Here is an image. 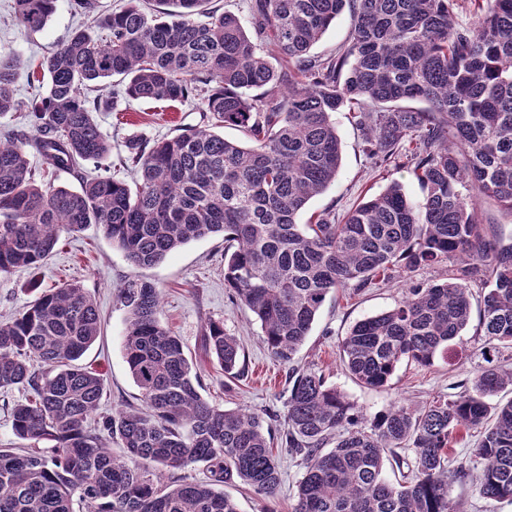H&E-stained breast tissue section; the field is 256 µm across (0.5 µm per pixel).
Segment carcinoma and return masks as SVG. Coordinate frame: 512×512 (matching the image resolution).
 <instances>
[{
  "label": "carcinoma",
  "mask_w": 512,
  "mask_h": 512,
  "mask_svg": "<svg viewBox=\"0 0 512 512\" xmlns=\"http://www.w3.org/2000/svg\"><path fill=\"white\" fill-rule=\"evenodd\" d=\"M56 2L15 0V25L43 30ZM472 2L463 23L457 0H250L245 22L206 9L209 0H127L105 14L96 0H76L90 26L43 58L47 83L31 103L15 93L22 60L0 51V115L25 113L33 132L0 138V277L40 269L62 234L89 224L136 267L221 234L225 287L288 366L280 428L273 413L209 402L181 339L159 320V289L131 280L119 292L123 349L144 408L105 419V437L88 427L104 379L76 364L100 335L97 304L77 282L41 293L0 322V389L28 392L10 412L25 446L0 448V512H238L219 487L275 495L279 446L304 468L292 512H459L450 487L470 476L480 496L512 501V400L488 402L512 388L511 370L481 367L455 398L419 410L394 403L365 429L343 392L295 366L327 296L441 263L448 280L406 289L341 337L348 374L382 388L404 362L431 366L470 324L474 280L484 287L483 336L512 348V244L500 246L479 216L485 199L512 215V0ZM346 10V49L308 56ZM115 75L128 100L200 101L209 127L129 140L133 187L108 173L82 176L77 188L37 179L29 146L54 172L111 153L95 114L115 101L89 91ZM342 110L374 166L406 168L421 182L422 203L394 182L339 221L328 211L301 223L336 180ZM226 125L245 143L225 139ZM203 341L224 376H241V347L224 324L209 321ZM473 430V448L452 462ZM389 459L407 467L396 483L382 477ZM192 465L206 479L164 482L163 471Z\"/></svg>",
  "instance_id": "1"
}]
</instances>
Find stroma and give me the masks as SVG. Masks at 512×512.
<instances>
[{
  "label": "stroma",
  "mask_w": 512,
  "mask_h": 512,
  "mask_svg": "<svg viewBox=\"0 0 512 512\" xmlns=\"http://www.w3.org/2000/svg\"><path fill=\"white\" fill-rule=\"evenodd\" d=\"M13 2L0 0V50L13 52L23 60L25 67L17 76L16 92L19 98L28 100L38 91V83L31 76L32 66L62 44L83 18L75 14L73 0H57L49 25L39 33L26 35L12 22ZM106 92L119 99L116 110L97 115L112 143L106 164L111 175L125 181L133 178L126 163V139H162L177 134L181 127L203 123L193 99L171 105L126 102L121 98L123 85L116 77L110 80ZM336 130L342 142L338 175L323 194L309 201L307 213L330 209L343 215L359 202L383 192L395 180L402 183L412 202H422L426 192L406 169L377 168L370 163L362 150L361 133L347 113H337ZM446 276V266L424 267L365 289L352 298L329 297L295 357L296 365L325 375L368 420L396 401L420 407L439 396L454 398L474 368L485 361L506 369L512 367V351L489 350L484 336L472 325L463 333L457 356L435 359L429 367L401 364L388 387L368 388L347 374L338 341L356 321L393 308L406 288ZM137 278L161 289L159 319L182 340L206 398L227 409L285 415L288 368L276 361L263 343L259 321L248 309L233 303L230 290L225 288L224 239L219 235L190 242L158 264L140 268L126 259L100 227L89 225L79 233L63 236L38 272L19 270L0 279V321L19 315L41 292L65 282L80 283L89 292L100 310L102 332L81 363L98 370L104 378L105 393L93 416L99 422L140 403L139 389L124 358L126 313L117 299L120 288ZM211 320L223 322L225 332L236 336L240 343L243 373L239 378H225L216 358L202 346L203 327ZM278 459L282 483L274 496L260 497L241 484L229 488L240 512H291L295 485L303 468L287 449H280Z\"/></svg>",
  "instance_id": "obj_1"
}]
</instances>
